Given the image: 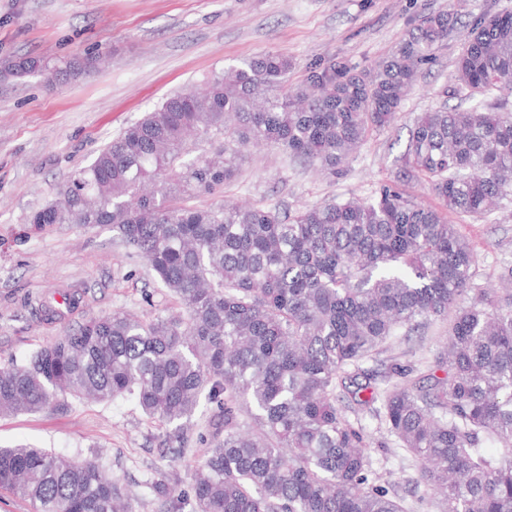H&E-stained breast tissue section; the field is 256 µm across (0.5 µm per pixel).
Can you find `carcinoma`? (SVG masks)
Listing matches in <instances>:
<instances>
[{
	"label": "carcinoma",
	"instance_id": "1",
	"mask_svg": "<svg viewBox=\"0 0 512 512\" xmlns=\"http://www.w3.org/2000/svg\"><path fill=\"white\" fill-rule=\"evenodd\" d=\"M455 24L450 10L422 15L374 70L314 63L295 86L291 58L260 53L171 95L106 145L29 223L112 227L183 312L91 317L1 365L0 414L131 396L182 448L207 397L193 495L162 472L145 482L166 512H411L408 493L441 498L442 512H512V266L499 287L479 286L459 225L402 189L423 183L477 220L512 204V109L501 97L512 92V13L468 30L453 87L468 106L422 113L373 201L293 212L189 204L232 180L250 144L336 174L393 124ZM38 61L22 56L0 79L33 76ZM214 132L218 157L185 161L190 137ZM67 298L63 309L41 305L43 316L74 310L80 297ZM438 321L447 336L433 357L387 355L398 330L423 339ZM367 416L414 458L407 493L374 483L370 451L387 442H373ZM0 492L32 512H130L97 454L0 446Z\"/></svg>",
	"mask_w": 512,
	"mask_h": 512
}]
</instances>
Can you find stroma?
Masks as SVG:
<instances>
[{
  "mask_svg": "<svg viewBox=\"0 0 512 512\" xmlns=\"http://www.w3.org/2000/svg\"><path fill=\"white\" fill-rule=\"evenodd\" d=\"M448 9L458 30L422 66L392 127L369 136L338 175L276 148L251 146L233 180L193 200L200 207L229 200L291 211L333 199L369 200L391 182L414 119L456 103L448 90L459 29L512 11V0H0V65L26 55L52 63L89 52L105 59L52 89L39 76L0 80V365L92 316L121 310L151 319L177 309L110 227L29 222L125 128L212 71L263 51L293 58L295 84L314 62L370 70L419 16ZM448 220L474 248L478 284L495 283L500 266L512 264V206L478 222L454 213ZM58 290L79 292L81 302L65 320L44 319L38 308ZM210 416L209 405L200 404L190 450L181 455L161 453V430L131 398L0 416V444L31 443L70 457L99 451L121 487L135 488L159 467L187 492Z\"/></svg>",
  "mask_w": 512,
  "mask_h": 512,
  "instance_id": "obj_1",
  "label": "stroma"
}]
</instances>
